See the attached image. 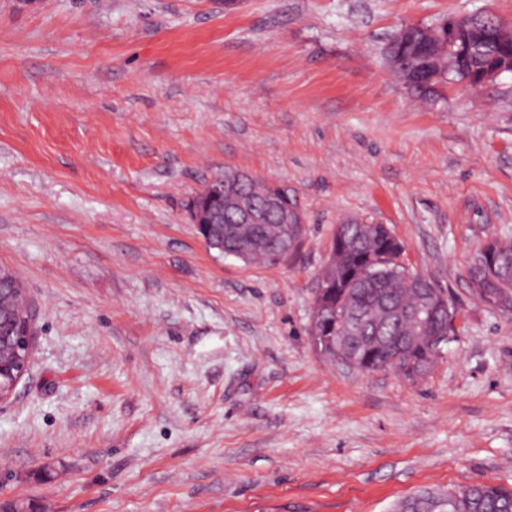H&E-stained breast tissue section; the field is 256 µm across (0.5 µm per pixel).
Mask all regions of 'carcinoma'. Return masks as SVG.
<instances>
[{
	"label": "carcinoma",
	"mask_w": 512,
	"mask_h": 512,
	"mask_svg": "<svg viewBox=\"0 0 512 512\" xmlns=\"http://www.w3.org/2000/svg\"><path fill=\"white\" fill-rule=\"evenodd\" d=\"M436 47L425 42L387 43L385 55L393 54L405 65L398 77L406 91L421 99L430 87L444 82L447 73L428 64ZM238 182L234 192L265 212L258 224H237L236 204L229 191L213 185L189 201L203 216L197 231L204 240L224 246V256L234 254L246 264L275 266L292 256L285 227L293 223L295 235L303 237L304 221L295 192L284 182H273L239 169L224 170V181ZM343 235L333 234V274L320 285L317 300L336 310V320L321 325L315 346L333 359L355 368L396 371L409 380L425 376L434 366L441 344L436 336L448 330V317L433 323L428 336L410 332L396 311L413 308L421 300L416 288L422 275L406 266L403 244L382 224L350 218L336 225ZM496 266L501 272L500 292L512 312V239L500 238ZM358 313L364 321L353 326L343 312ZM36 305L21 280L9 268L0 272V336L15 321L34 323ZM396 512H512V490L496 485H473L446 494L422 493L405 499Z\"/></svg>",
	"instance_id": "cac0c4a2"
}]
</instances>
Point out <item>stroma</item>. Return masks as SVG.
<instances>
[{"mask_svg":"<svg viewBox=\"0 0 512 512\" xmlns=\"http://www.w3.org/2000/svg\"><path fill=\"white\" fill-rule=\"evenodd\" d=\"M512 0H0V263L37 306L0 402V503L37 512H393L512 488V313L467 263L512 238V73L427 104L402 27ZM295 190L257 268L186 204L225 168ZM389 227L458 333L409 381L309 334L331 236ZM386 46L385 60L389 67L391 53L401 64H405L404 76L393 73L410 95L422 99L431 89L430 86L443 83L447 78V73L444 70L440 71L428 64V60H431L436 53L434 44L418 41L404 44L395 41L392 36ZM29 336H34L32 333L24 334L21 336H16L14 340V343L17 347V349L21 352L19 353V363L17 366L18 369V377L15 378L13 383L9 384L5 390L7 392L2 395L0 392V402L6 399L15 389L16 385L20 381V379L23 377L25 372L27 371L28 367V352L31 345V338Z\"/></svg>","mask_w":512,"mask_h":512,"instance_id":"stroma-1","label":"stroma"}]
</instances>
